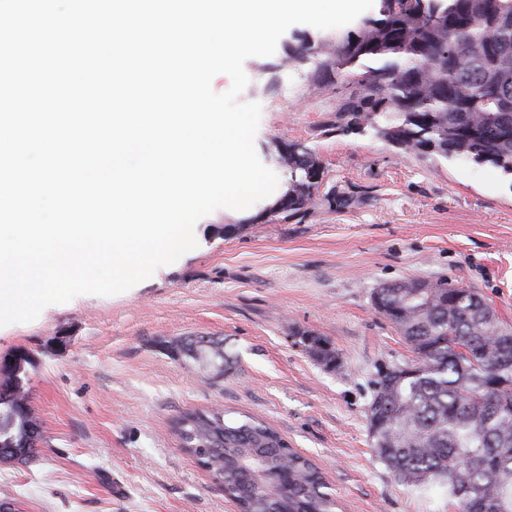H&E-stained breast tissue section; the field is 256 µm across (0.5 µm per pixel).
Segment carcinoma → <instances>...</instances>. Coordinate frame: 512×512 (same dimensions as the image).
I'll use <instances>...</instances> for the list:
<instances>
[{
  "instance_id": "1",
  "label": "carcinoma",
  "mask_w": 512,
  "mask_h": 512,
  "mask_svg": "<svg viewBox=\"0 0 512 512\" xmlns=\"http://www.w3.org/2000/svg\"><path fill=\"white\" fill-rule=\"evenodd\" d=\"M314 61L312 76L356 70L358 88L341 109L343 132L374 129L424 155L489 164L512 176V0H380L378 16L329 33L318 46L288 52V64ZM316 154L288 144L275 165L288 175L292 217L315 201ZM378 308L414 358L375 383L369 434L398 482L439 494L457 512H512V325L477 290L446 278H406L384 289ZM303 345L336 365L321 336ZM462 345L467 353L456 349ZM173 352L230 364L224 341L195 336ZM0 366V453L34 456L42 428L29 404L25 364ZM185 451L223 482L238 512H341L323 474L265 421L192 410L176 421Z\"/></svg>"
}]
</instances>
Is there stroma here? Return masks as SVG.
<instances>
[{"mask_svg": "<svg viewBox=\"0 0 512 512\" xmlns=\"http://www.w3.org/2000/svg\"><path fill=\"white\" fill-rule=\"evenodd\" d=\"M322 36L291 26L274 55L245 61L240 96L262 108L258 156L293 141L318 155L312 207L228 233L215 210L195 223V249L127 291L82 294L0 327V357L34 358L27 387L44 433L35 459L0 463V502L23 512H236L173 431L183 412L221 407L277 429L319 467L343 512H455L398 483L371 444L373 382L410 355L372 293L404 278L460 280L512 324V178L370 129L337 130L354 75L317 83L312 65L284 62ZM304 332L329 341L336 366L309 356ZM188 336L223 339L233 368L217 378L169 352Z\"/></svg>", "mask_w": 512, "mask_h": 512, "instance_id": "35a3bbf8", "label": "stroma"}]
</instances>
